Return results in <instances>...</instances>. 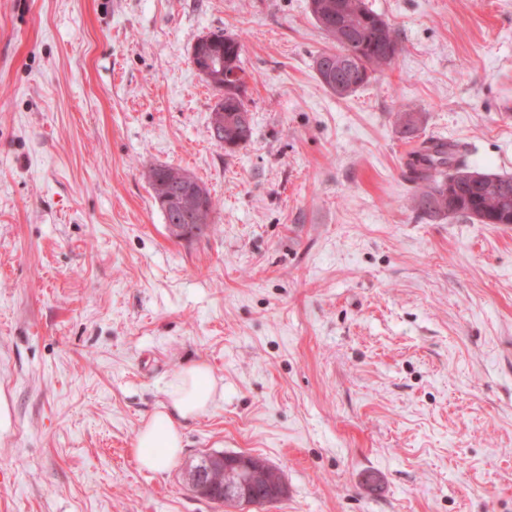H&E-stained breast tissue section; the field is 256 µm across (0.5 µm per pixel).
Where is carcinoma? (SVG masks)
<instances>
[{
    "instance_id": "obj_1",
    "label": "carcinoma",
    "mask_w": 512,
    "mask_h": 512,
    "mask_svg": "<svg viewBox=\"0 0 512 512\" xmlns=\"http://www.w3.org/2000/svg\"><path fill=\"white\" fill-rule=\"evenodd\" d=\"M311 14L330 42V47L319 54L315 70L320 82L333 95L343 98L347 92L342 86L363 87L375 78V73L393 63L400 52L396 30L385 18L367 7L365 0H310ZM216 40L224 42V89L217 90L212 111L224 113V141L247 144L252 137V126L237 122L238 112L248 110L246 81L241 68L242 44L224 31H213ZM239 78L230 79L233 72ZM401 132L412 138L418 131V118L412 112L398 113ZM409 181L416 185L413 196L415 207L430 218L459 215L476 219L482 224H512V196L503 188L512 190V176L483 174L475 182L457 181L459 192L448 199V182L467 170L464 153L457 145L432 139L421 142L408 164ZM182 169L160 166L148 170V182L156 180L173 188L181 186ZM169 222L193 224L196 231L188 235H201L208 224L196 225L191 213L176 209L164 216Z\"/></svg>"
}]
</instances>
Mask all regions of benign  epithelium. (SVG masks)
Segmentation results:
<instances>
[{
	"label": "benign epithelium",
	"mask_w": 512,
	"mask_h": 512,
	"mask_svg": "<svg viewBox=\"0 0 512 512\" xmlns=\"http://www.w3.org/2000/svg\"><path fill=\"white\" fill-rule=\"evenodd\" d=\"M200 75L216 86L224 79L222 62L215 63L197 54L194 62ZM205 197L204 185L191 173L183 174V189L170 193L162 184L157 185L156 203L168 208L176 205L189 206ZM208 470L224 475V486L217 489L205 481L203 470L189 468L185 479L191 491L213 503L221 504L227 512H250L261 503L272 505L279 502L286 494L283 477L265 460L245 454L209 452L203 456ZM265 482L264 498L255 494L256 484Z\"/></svg>",
	"instance_id": "7a95c632"
}]
</instances>
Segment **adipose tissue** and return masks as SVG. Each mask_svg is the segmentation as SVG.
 Here are the masks:
<instances>
[{
	"label": "adipose tissue",
	"mask_w": 512,
	"mask_h": 512,
	"mask_svg": "<svg viewBox=\"0 0 512 512\" xmlns=\"http://www.w3.org/2000/svg\"><path fill=\"white\" fill-rule=\"evenodd\" d=\"M160 409L145 418L135 448L142 469L157 472L176 459L185 446L181 424L207 411L221 391L207 364L196 362L171 377Z\"/></svg>",
	"instance_id": "obj_1"
}]
</instances>
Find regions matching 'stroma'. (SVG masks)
I'll list each match as a JSON object with an SVG mask.
<instances>
[{
  "label": "stroma",
  "instance_id": "obj_1",
  "mask_svg": "<svg viewBox=\"0 0 512 512\" xmlns=\"http://www.w3.org/2000/svg\"><path fill=\"white\" fill-rule=\"evenodd\" d=\"M366 3L401 51L339 98L309 0H0V512H224L185 486L209 451L280 471L252 512H512V224L423 216L406 167L437 138L512 176V0ZM218 29L231 154L192 62ZM158 165L208 189L204 235L170 236ZM197 361L223 396L140 469ZM205 36H214L220 44H223L224 40V71L221 61L212 64L208 58L203 56L200 49L198 50L194 62V66L200 75L205 80L213 83L216 87L222 85L221 80L224 79V81L222 80V82H224L223 91L207 83L217 92V98L220 99L224 97L223 103H215L214 108H212V121L210 117V129L213 124L214 132L216 133V129H218L224 139L222 138L220 141L217 140L211 131L212 137L219 144L222 143L224 145V141L229 144H235L241 141V146H243L247 144L252 137V126L250 125V112L246 102L247 90L243 75L244 70L240 66L242 44L237 38L224 34L223 30L209 32V34ZM234 71L238 72L240 76L237 79L231 80L229 77ZM223 72L224 76L222 75ZM242 110L247 112H241ZM238 112L241 113L238 115ZM237 116L243 125H249L247 127L242 126L241 123L237 122ZM165 394L166 402L142 421L135 439L139 465L151 472L161 471L180 455L185 446L181 421L207 411L221 390L207 364L195 362L168 380Z\"/></svg>",
  "mask_w": 512,
  "mask_h": 512
}]
</instances>
